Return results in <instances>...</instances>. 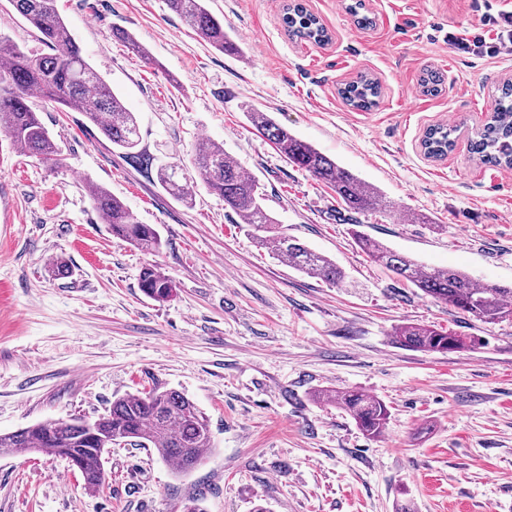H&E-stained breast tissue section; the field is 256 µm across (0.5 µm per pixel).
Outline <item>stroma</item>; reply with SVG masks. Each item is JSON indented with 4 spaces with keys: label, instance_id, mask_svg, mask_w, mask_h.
Here are the masks:
<instances>
[{
    "label": "stroma",
    "instance_id": "1",
    "mask_svg": "<svg viewBox=\"0 0 512 512\" xmlns=\"http://www.w3.org/2000/svg\"><path fill=\"white\" fill-rule=\"evenodd\" d=\"M330 41L291 39L285 0H208L240 43L217 52L165 0H57L91 66L140 125L157 164L223 143L263 185L286 235L328 255L346 285L296 271L256 242L200 178L192 204L129 166L81 113L39 115L60 149L52 167L0 133V433L47 420L96 419L113 399L152 388L184 391L206 414L211 454L178 477L155 451L113 446L108 479L87 495L65 460L0 456V512H497L512 502V322L486 324L425 296L374 263L354 227L427 265L512 285V169L480 164L466 137L448 156H424L437 124H483L512 54L479 58L448 48L449 32H478L512 0H300ZM134 34L149 65L112 38ZM442 73L422 93L424 69ZM366 73L377 106L338 94ZM253 111L312 143L378 187L392 213L350 224L335 192L291 164L249 122ZM110 190L163 246L113 238L91 184ZM415 211L432 225L404 221ZM71 272L55 277L57 262ZM153 265L175 285L158 302L139 287ZM407 323L471 337L464 352L400 346ZM381 399L390 416L367 438L320 389Z\"/></svg>",
    "mask_w": 512,
    "mask_h": 512
}]
</instances>
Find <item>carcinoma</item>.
<instances>
[{
  "label": "carcinoma",
  "instance_id": "cac0c4a2",
  "mask_svg": "<svg viewBox=\"0 0 512 512\" xmlns=\"http://www.w3.org/2000/svg\"><path fill=\"white\" fill-rule=\"evenodd\" d=\"M10 2L37 30L39 41L48 49L46 53L27 54L0 36V131L15 148L58 166L59 148L33 108L40 100L52 102L83 113L132 166L147 174L156 173L158 182L173 198L192 203L184 165H157L153 155L140 147L142 135L136 117L86 61L56 9V0ZM167 6L215 49L227 55L240 52L238 41L224 31V20L206 7V0H167ZM282 22L288 36L297 41H329L328 31L319 18L300 3L288 4V15L282 17ZM112 37L133 46L141 57H150V52L125 28L112 27ZM441 84L442 76L432 70L426 71L420 81L425 94L437 93ZM338 94L352 109L369 111L380 96V84L364 74L339 88ZM249 117L284 157L334 189L346 212L361 214L390 207L377 187L278 125L267 113L251 112ZM460 131L458 125L428 128L422 138L425 155H447ZM469 142L470 153L478 162L512 169V82L505 80L498 86L490 117L471 129ZM191 165L207 189L224 200L225 207L239 216L242 223L262 233L258 237L260 245L273 248L291 267L311 278L333 285L343 281L335 260L277 230L275 218L264 206L258 180L224 151V145L212 141L195 148ZM90 198L112 236L143 251L153 252L161 247L158 229L141 223L109 190L93 185ZM356 239L372 261L424 294L486 324L512 322L511 286L483 283L458 269L428 266L363 233L357 234ZM139 285L147 297L159 302L173 295V281L154 266L142 270ZM394 336L399 344L424 352L464 351L471 347L466 336L423 324L401 325ZM315 400L344 407L359 430L370 438L382 435L389 418L385 403L356 390H320L315 393ZM121 443L153 449L178 475L190 473L213 449L209 421L196 403L182 391L158 389L142 396L117 398L106 414L91 422L82 418L55 420L0 433V455L27 451L61 457L80 472L86 493L93 495L106 482L105 454Z\"/></svg>",
  "mask_w": 512,
  "mask_h": 512
}]
</instances>
